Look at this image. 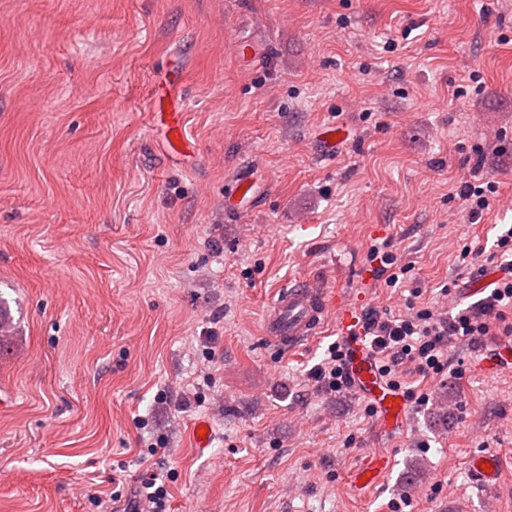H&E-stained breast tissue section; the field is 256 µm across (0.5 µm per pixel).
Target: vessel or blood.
I'll use <instances>...</instances> for the list:
<instances>
[{
	"instance_id": "1",
	"label": "vessel or blood",
	"mask_w": 512,
	"mask_h": 512,
	"mask_svg": "<svg viewBox=\"0 0 512 512\" xmlns=\"http://www.w3.org/2000/svg\"><path fill=\"white\" fill-rule=\"evenodd\" d=\"M331 316L348 346L355 390L371 401L385 429L399 427L405 416L403 403L396 391L382 381L359 318L350 307L337 301L335 292L323 281L306 279L280 289L266 312L263 331L277 348L292 352L312 341ZM387 468V456L371 452L356 471L354 482L369 487ZM501 472L499 457L490 451L473 456L469 462L471 481L488 492L500 484Z\"/></svg>"
}]
</instances>
